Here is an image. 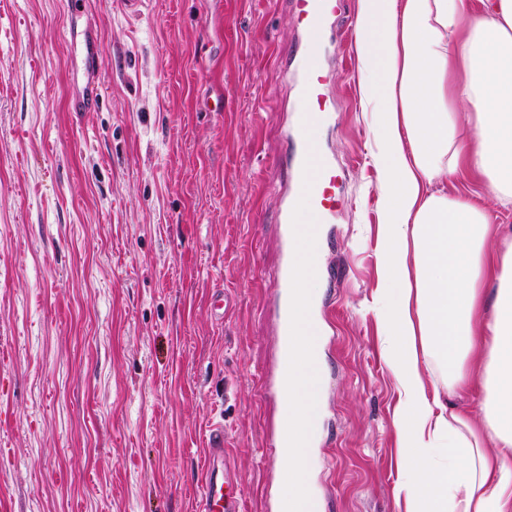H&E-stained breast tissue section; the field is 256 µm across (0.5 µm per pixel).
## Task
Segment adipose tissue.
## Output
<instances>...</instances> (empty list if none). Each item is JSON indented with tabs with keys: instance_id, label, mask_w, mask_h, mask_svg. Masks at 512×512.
<instances>
[{
	"instance_id": "1",
	"label": "adipose tissue",
	"mask_w": 512,
	"mask_h": 512,
	"mask_svg": "<svg viewBox=\"0 0 512 512\" xmlns=\"http://www.w3.org/2000/svg\"><path fill=\"white\" fill-rule=\"evenodd\" d=\"M357 0L358 93L372 115L378 174L381 288L373 306L396 378L403 462L397 495L407 512H512V238L469 191L478 179L495 203L512 206V0ZM319 216L296 206L294 311L286 405L297 444L285 459L288 494L303 497L302 444L314 429L319 339L309 313L318 299ZM497 271L488 283L489 271ZM479 372L465 368L476 351ZM448 369V392L429 390L433 356ZM481 381V427L448 399ZM493 450H485V442Z\"/></svg>"
}]
</instances>
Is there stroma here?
Here are the masks:
<instances>
[{"mask_svg": "<svg viewBox=\"0 0 512 512\" xmlns=\"http://www.w3.org/2000/svg\"><path fill=\"white\" fill-rule=\"evenodd\" d=\"M99 43L102 96L72 30ZM297 21L280 0H0V512H201L213 426L265 512L278 422V186L297 122ZM318 48L336 168L321 226V512H406L399 392L370 311L380 286L377 172L354 40ZM228 296L219 311L215 303ZM98 43L97 39L84 36L79 56L76 58L75 67L83 71L86 78V91L72 104L74 112L95 111L101 95L100 85L97 79Z\"/></svg>", "mask_w": 512, "mask_h": 512, "instance_id": "35a3bbf8", "label": "stroma"}]
</instances>
